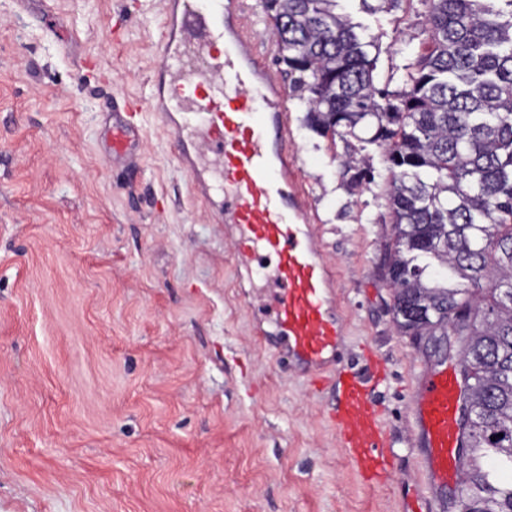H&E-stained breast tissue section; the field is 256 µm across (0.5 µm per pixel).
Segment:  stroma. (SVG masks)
<instances>
[{"mask_svg": "<svg viewBox=\"0 0 512 512\" xmlns=\"http://www.w3.org/2000/svg\"><path fill=\"white\" fill-rule=\"evenodd\" d=\"M341 9L379 47L378 86L422 41L423 0ZM163 0H0V512H402L426 496L414 421L443 336L401 335L380 270L388 172L380 148L331 141L287 99L288 149L344 319L342 363L383 360L376 402L390 480L362 482L330 414L336 377L284 363L274 287L241 277L221 198L198 196L176 133L148 108ZM245 49L280 85L261 0ZM140 101L136 163L105 142ZM370 162L352 187L345 152Z\"/></svg>", "mask_w": 512, "mask_h": 512, "instance_id": "35a3bbf8", "label": "stroma"}]
</instances>
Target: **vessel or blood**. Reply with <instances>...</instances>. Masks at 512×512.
Returning <instances> with one entry per match:
<instances>
[{
	"label": "vessel or blood",
	"instance_id": "obj_1",
	"mask_svg": "<svg viewBox=\"0 0 512 512\" xmlns=\"http://www.w3.org/2000/svg\"><path fill=\"white\" fill-rule=\"evenodd\" d=\"M242 9V0H172L151 96L166 111L188 116L182 131L220 161L224 182L205 186L204 194L224 195V221L238 230L237 267L251 270L258 248L276 256L274 339L289 365L314 375L335 371L331 420L354 469L371 485L390 464L375 383L341 364L344 325L329 299L330 275L311 244L302 194L288 184L286 93L256 58L238 50ZM260 101L269 105L262 113ZM137 137L132 115L113 112L105 133L113 158L131 154ZM460 391L458 377L441 369L426 372L416 393L419 451L439 502L458 465Z\"/></svg>",
	"mask_w": 512,
	"mask_h": 512
}]
</instances>
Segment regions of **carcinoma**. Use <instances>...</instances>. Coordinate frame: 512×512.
Returning a JSON list of instances; mask_svg holds the SVG:
<instances>
[{
  "label": "carcinoma",
  "mask_w": 512,
  "mask_h": 512,
  "mask_svg": "<svg viewBox=\"0 0 512 512\" xmlns=\"http://www.w3.org/2000/svg\"><path fill=\"white\" fill-rule=\"evenodd\" d=\"M423 2L429 40L402 48L391 98L374 83L375 41L339 0L263 8L306 124L382 149L393 321L461 345L464 508L512 512V0Z\"/></svg>",
  "instance_id": "carcinoma-1"
}]
</instances>
